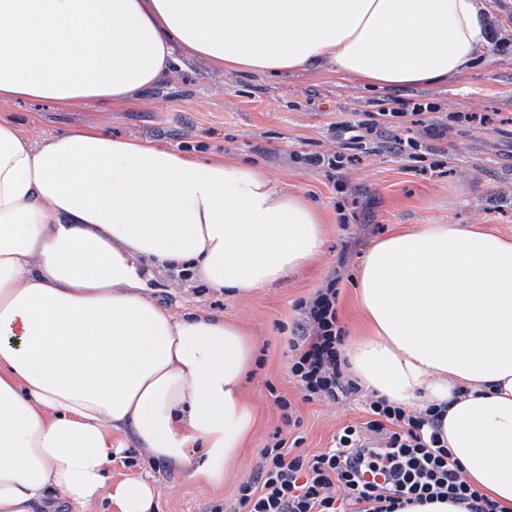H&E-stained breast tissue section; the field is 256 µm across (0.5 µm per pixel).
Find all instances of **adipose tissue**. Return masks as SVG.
<instances>
[{
	"instance_id": "ef3b65f1",
	"label": "adipose tissue",
	"mask_w": 512,
	"mask_h": 512,
	"mask_svg": "<svg viewBox=\"0 0 512 512\" xmlns=\"http://www.w3.org/2000/svg\"><path fill=\"white\" fill-rule=\"evenodd\" d=\"M484 0H0V104H123L163 83L173 46L215 67L329 71L405 89L474 67ZM324 222L261 168L69 130L33 146L0 114V512L96 501L151 512L128 443L218 486L249 436L251 340L148 292L153 268L239 295L320 251ZM374 334L358 384L442 409L467 478L512 506V241L424 224L366 255Z\"/></svg>"
}]
</instances>
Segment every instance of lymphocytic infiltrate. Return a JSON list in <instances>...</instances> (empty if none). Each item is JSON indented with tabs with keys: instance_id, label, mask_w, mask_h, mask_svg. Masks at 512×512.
Instances as JSON below:
<instances>
[{
	"instance_id": "1",
	"label": "lymphocytic infiltrate",
	"mask_w": 512,
	"mask_h": 512,
	"mask_svg": "<svg viewBox=\"0 0 512 512\" xmlns=\"http://www.w3.org/2000/svg\"><path fill=\"white\" fill-rule=\"evenodd\" d=\"M339 282L331 276L295 304L302 321L288 339L289 372L307 401L342 403L360 391L343 353ZM366 412L367 421L342 427L329 450L310 458L290 455L286 439L267 443L257 475L238 487L242 512H403L444 499L465 512H503L465 477L439 415L409 412L374 394Z\"/></svg>"
}]
</instances>
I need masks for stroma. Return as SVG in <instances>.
Returning <instances> with one entry per match:
<instances>
[{
  "mask_svg": "<svg viewBox=\"0 0 512 512\" xmlns=\"http://www.w3.org/2000/svg\"><path fill=\"white\" fill-rule=\"evenodd\" d=\"M493 39L482 52L487 62L448 81L402 90L372 89L362 80L332 72L295 70L281 74L213 69L202 57L175 49L167 81L123 106L89 101L62 109L50 100L22 98L8 114L32 143L71 129L146 140L191 157L247 161L277 183L308 197L326 221L319 255L284 279L246 296L232 295L195 279L157 273L152 295L178 314L219 315L238 325L256 344V362L243 392L255 423L224 477L214 486L172 465L154 462L144 449L129 446L134 464H114L113 480L148 475L156 512H237L239 483L256 476L261 450L276 431L286 430L274 395L288 398L301 419L304 441L297 453L328 448L344 425L366 419L365 393L337 405L307 402L289 373L286 338L300 315L295 303L344 268L338 302L347 342L369 335L355 281L367 252L381 240L423 224H476L512 241V0H486ZM418 99L443 112H478L482 122L449 124L443 138L425 137L421 123L400 122L373 133L370 148H352L344 122L368 120L389 108L393 98ZM423 141L418 168L390 153L392 137ZM349 150L352 160L336 193L325 170L307 164L311 154Z\"/></svg>",
  "mask_w": 512,
  "mask_h": 512,
  "instance_id": "stroma-1",
  "label": "stroma"
}]
</instances>
